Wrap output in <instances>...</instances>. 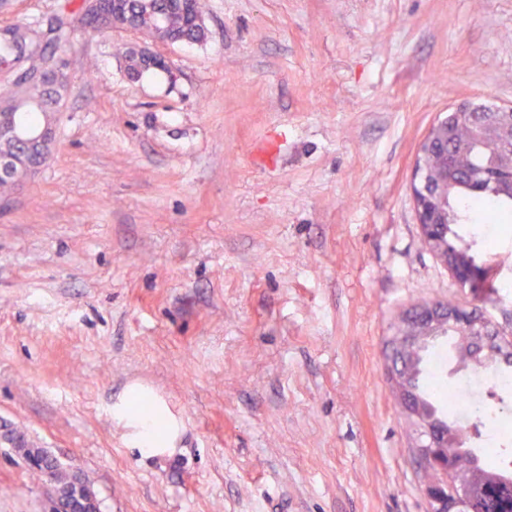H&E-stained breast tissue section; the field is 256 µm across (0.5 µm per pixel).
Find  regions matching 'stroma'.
<instances>
[{
	"label": "stroma",
	"instance_id": "stroma-1",
	"mask_svg": "<svg viewBox=\"0 0 512 512\" xmlns=\"http://www.w3.org/2000/svg\"><path fill=\"white\" fill-rule=\"evenodd\" d=\"M80 7L0 0V26ZM205 23L75 33L50 157L0 205V512L54 491L16 436L101 512H426L387 342L423 301L512 334V223L485 229L483 299L410 182L456 105L512 107V0H207ZM144 45L168 68L130 80ZM145 49H134L131 48L124 52V58L126 62V73L132 80H138L144 72L149 70H167V66L163 67H150L144 61L143 51ZM23 451L25 460L31 461L30 470L33 479L37 481H49L55 486L56 494L49 504V512H63L60 502L64 507L72 501L80 500L83 505L87 504V512H100L97 495L89 482L80 476L78 481L75 478L78 474L67 471L47 450L43 448H15ZM59 498V500H58ZM60 501V502H59Z\"/></svg>",
	"mask_w": 512,
	"mask_h": 512
}]
</instances>
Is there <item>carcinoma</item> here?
I'll return each mask as SVG.
<instances>
[{
	"label": "carcinoma",
	"instance_id": "obj_1",
	"mask_svg": "<svg viewBox=\"0 0 512 512\" xmlns=\"http://www.w3.org/2000/svg\"><path fill=\"white\" fill-rule=\"evenodd\" d=\"M203 0H112L98 4L95 25L86 23L87 8L81 7L80 24L86 32L110 29L118 20L124 26L146 31L162 41L201 43L207 38ZM10 36L0 38V114L15 113L32 135L45 132L47 142L55 139L57 113L60 112L68 90L65 51L73 40L75 29L62 18L46 27L38 20L16 22L9 26ZM126 73L132 80L139 79L151 67L144 61L143 50L131 48L124 52ZM480 114L454 120L450 139H437L434 156L424 165L425 187L431 193L447 195L448 204L442 208L443 223L438 225L441 244L455 254L461 267L477 272L470 287L486 280L487 268L478 263L482 239L475 226L483 223L480 208L494 207V214L512 212V170L499 163L502 141L489 137L482 145L471 138L470 126ZM0 152L24 158L31 164L41 163V153L49 147L29 146L15 149L13 143L0 140ZM448 159V175H443L442 159ZM430 337L414 342L403 341L402 356L412 372V387L417 409L443 431L452 430L463 437V427L441 418L435 409L437 390L431 376L424 375L422 352L428 348ZM459 363L485 361L501 372L512 371V351L492 342L479 356L472 350L467 338L456 342ZM25 460L31 462L33 479L45 480L55 486L63 505L80 500L89 512H100L97 495L89 482L76 479L43 448L23 449ZM456 468L467 472L480 471L481 494L477 512H512V470L496 465L486 449L477 452L460 447L455 454Z\"/></svg>",
	"mask_w": 512,
	"mask_h": 512
}]
</instances>
